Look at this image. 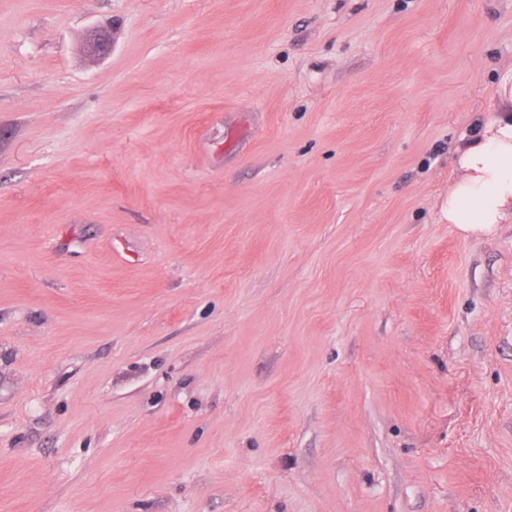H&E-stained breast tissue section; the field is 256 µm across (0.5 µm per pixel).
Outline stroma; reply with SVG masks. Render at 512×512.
<instances>
[{
	"label": "stroma",
	"mask_w": 512,
	"mask_h": 512,
	"mask_svg": "<svg viewBox=\"0 0 512 512\" xmlns=\"http://www.w3.org/2000/svg\"><path fill=\"white\" fill-rule=\"evenodd\" d=\"M509 69L512 0H0V512H512ZM498 94V115L457 150L459 176L448 189V222L466 237L488 236L512 220V70Z\"/></svg>",
	"instance_id": "1"
}]
</instances>
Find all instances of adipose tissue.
I'll return each instance as SVG.
<instances>
[{
    "mask_svg": "<svg viewBox=\"0 0 512 512\" xmlns=\"http://www.w3.org/2000/svg\"><path fill=\"white\" fill-rule=\"evenodd\" d=\"M499 113L458 149L448 221L464 236H487L512 219V74L502 75Z\"/></svg>",
    "mask_w": 512,
    "mask_h": 512,
    "instance_id": "obj_1",
    "label": "adipose tissue"
}]
</instances>
